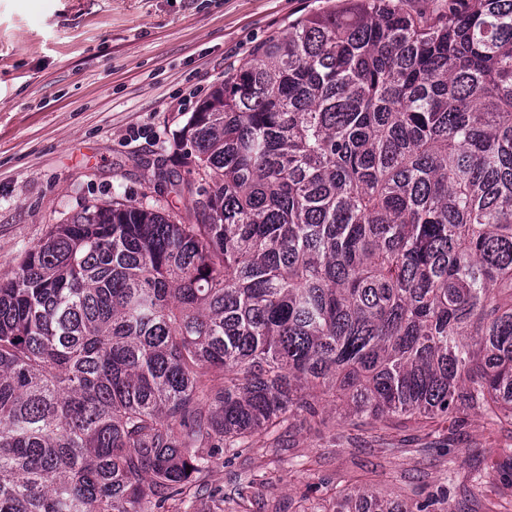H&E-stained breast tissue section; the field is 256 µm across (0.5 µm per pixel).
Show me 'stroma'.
<instances>
[{
    "label": "stroma",
    "mask_w": 512,
    "mask_h": 512,
    "mask_svg": "<svg viewBox=\"0 0 512 512\" xmlns=\"http://www.w3.org/2000/svg\"><path fill=\"white\" fill-rule=\"evenodd\" d=\"M338 0H0V277L82 205L144 199L181 169L174 134L214 85L297 17ZM448 425L408 422L367 434L328 418L266 437L204 475L208 494L175 512H211L212 494L249 488V512L327 505L341 473L383 500L411 488L448 491V512H479L485 491L447 469ZM472 469L499 481L512 468V432L481 417L459 430Z\"/></svg>",
    "instance_id": "1"
}]
</instances>
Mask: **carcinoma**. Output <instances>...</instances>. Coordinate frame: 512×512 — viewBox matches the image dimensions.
<instances>
[{"instance_id":"obj_1","label":"carcinoma","mask_w":512,"mask_h":512,"mask_svg":"<svg viewBox=\"0 0 512 512\" xmlns=\"http://www.w3.org/2000/svg\"><path fill=\"white\" fill-rule=\"evenodd\" d=\"M454 2L297 18L186 119L190 207L86 205L0 277V512H166L329 409L512 428V0Z\"/></svg>"}]
</instances>
